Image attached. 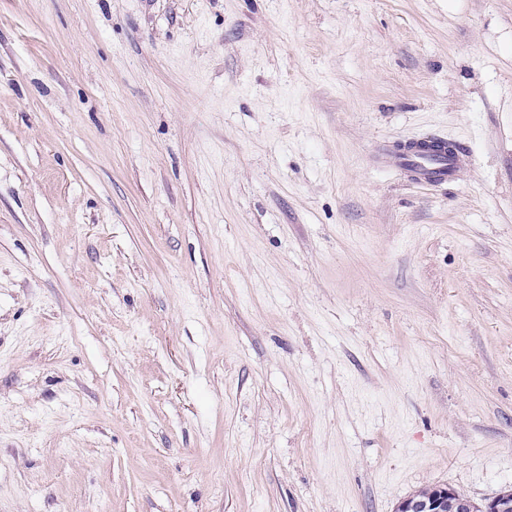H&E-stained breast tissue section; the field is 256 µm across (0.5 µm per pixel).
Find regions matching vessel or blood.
Here are the masks:
<instances>
[{"instance_id":"1","label":"vessel or blood","mask_w":512,"mask_h":512,"mask_svg":"<svg viewBox=\"0 0 512 512\" xmlns=\"http://www.w3.org/2000/svg\"><path fill=\"white\" fill-rule=\"evenodd\" d=\"M468 152L449 147L445 137L431 135L411 140L399 149H379L375 163L400 172L407 180L423 185H442L453 179L466 163Z\"/></svg>"}]
</instances>
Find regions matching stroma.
Listing matches in <instances>:
<instances>
[{
	"mask_svg": "<svg viewBox=\"0 0 512 512\" xmlns=\"http://www.w3.org/2000/svg\"><path fill=\"white\" fill-rule=\"evenodd\" d=\"M435 485L512 489V0H0V512ZM468 156L469 152L459 146L448 155L447 138L431 135L408 141L398 150L379 149L374 162L414 183L436 186L453 179Z\"/></svg>",
	"mask_w": 512,
	"mask_h": 512,
	"instance_id": "stroma-1",
	"label": "stroma"
}]
</instances>
